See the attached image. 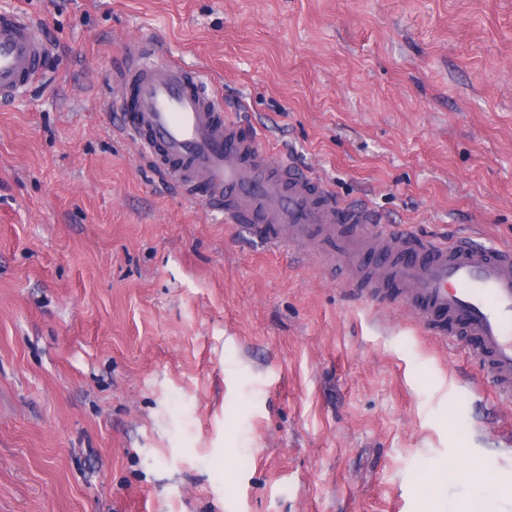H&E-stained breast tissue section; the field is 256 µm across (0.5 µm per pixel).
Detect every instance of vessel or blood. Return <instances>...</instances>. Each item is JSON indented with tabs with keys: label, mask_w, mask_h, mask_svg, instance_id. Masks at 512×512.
I'll return each mask as SVG.
<instances>
[{
	"label": "vessel or blood",
	"mask_w": 512,
	"mask_h": 512,
	"mask_svg": "<svg viewBox=\"0 0 512 512\" xmlns=\"http://www.w3.org/2000/svg\"><path fill=\"white\" fill-rule=\"evenodd\" d=\"M45 56L28 14L0 15V102L32 84ZM115 84L128 111L123 133L190 200L245 226L266 249L287 246L299 262L344 269L360 298L406 308L434 334L478 337L473 358L497 395L512 399L511 248L380 230L367 203L340 200L273 159L257 136L227 118L200 71L165 60L156 42L127 45Z\"/></svg>",
	"instance_id": "vessel-or-blood-1"
}]
</instances>
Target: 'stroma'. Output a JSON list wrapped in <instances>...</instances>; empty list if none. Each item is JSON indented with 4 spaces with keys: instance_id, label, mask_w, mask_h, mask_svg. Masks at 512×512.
<instances>
[{
    "instance_id": "obj_1",
    "label": "stroma",
    "mask_w": 512,
    "mask_h": 512,
    "mask_svg": "<svg viewBox=\"0 0 512 512\" xmlns=\"http://www.w3.org/2000/svg\"><path fill=\"white\" fill-rule=\"evenodd\" d=\"M13 10L47 61L0 103V512H512V400L471 343L177 195L115 88L160 41L386 226L512 247V0Z\"/></svg>"
}]
</instances>
